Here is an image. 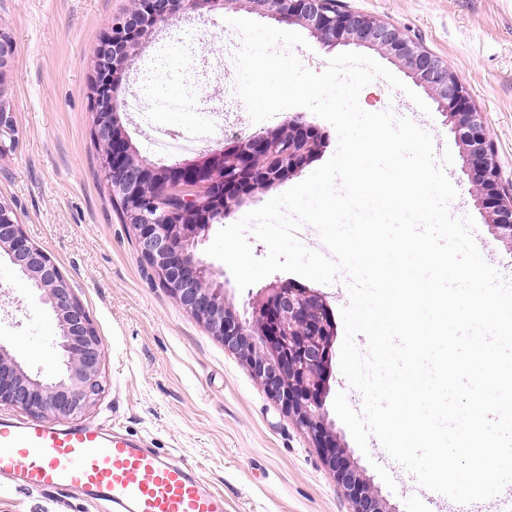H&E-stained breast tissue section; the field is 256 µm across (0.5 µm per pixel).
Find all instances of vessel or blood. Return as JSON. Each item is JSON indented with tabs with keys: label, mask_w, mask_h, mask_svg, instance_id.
Segmentation results:
<instances>
[{
	"label": "vessel or blood",
	"mask_w": 512,
	"mask_h": 512,
	"mask_svg": "<svg viewBox=\"0 0 512 512\" xmlns=\"http://www.w3.org/2000/svg\"><path fill=\"white\" fill-rule=\"evenodd\" d=\"M82 489L114 512H224L190 466L95 427L0 421V489Z\"/></svg>",
	"instance_id": "obj_1"
}]
</instances>
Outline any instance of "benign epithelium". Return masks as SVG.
Here are the masks:
<instances>
[{"label":"benign epithelium","mask_w":512,"mask_h":512,"mask_svg":"<svg viewBox=\"0 0 512 512\" xmlns=\"http://www.w3.org/2000/svg\"><path fill=\"white\" fill-rule=\"evenodd\" d=\"M249 4L280 23L302 25L322 43L373 48L401 63L437 108L448 114L465 170L473 180L475 201L486 209V223L512 239V193L500 189L494 145L462 80L445 61L395 26L336 9V0H249ZM224 5L225 0H143L141 11L112 24L95 45L92 134L104 147L103 177L111 194L126 202L127 222L134 230L141 260L176 304L246 364L267 397L311 436L353 512H399L337 445L328 423L323 397L333 331L322 298L305 288L275 283L266 289V297L254 307L249 321L224 302V272L212 269L198 253L199 240L247 195L256 175L272 186L306 164L320 142L318 132L303 114L296 113L279 134L253 133L196 160L156 166L136 161L135 149L119 121V78L141 39L181 13L214 11ZM174 181L202 182L208 191V199L175 224L169 220L167 204ZM149 182L162 188V194L144 196L143 186ZM0 249L56 314L62 358L60 373L42 380L29 375L0 343V405L41 417L78 416L102 389V340L59 267L28 241L14 209L2 198Z\"/></svg>","instance_id":"1"}]
</instances>
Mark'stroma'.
Returning <instances> with one entry per match:
<instances>
[{
  "label": "stroma",
  "instance_id": "1",
  "mask_svg": "<svg viewBox=\"0 0 512 512\" xmlns=\"http://www.w3.org/2000/svg\"><path fill=\"white\" fill-rule=\"evenodd\" d=\"M132 0H0V32L16 50L0 95L11 110L18 145L0 155V195L10 200L30 242L46 251L69 281L104 345L103 390L61 427L94 425L143 441L156 453L192 467L204 485L224 497V512H352V505L300 428L268 399L261 383L208 329L180 309L147 270L130 225L113 206L91 137L92 50ZM403 30L460 76L494 144L499 182L512 192V0H336ZM233 18L259 20L246 0L216 12L186 13L150 34L131 53L119 90L127 99L170 33L208 24L204 56H218L236 36ZM306 120L322 137L310 161L288 179L251 192L224 216L239 221L303 181L335 152L333 126ZM425 122L453 156L450 179L458 190L449 211L472 217L489 246L488 262L512 276V242L486 224L462 170L461 149L445 114ZM271 281L321 294L341 346L347 298L301 276L276 272L239 289L224 276V299L250 316ZM55 313L42 304L22 272L0 250V341L26 371L52 375L58 366ZM338 444L398 512H418L420 486L384 449L362 452L348 428L329 413ZM0 512H112L81 491L11 490Z\"/></svg>",
  "mask_w": 512,
  "mask_h": 512
}]
</instances>
